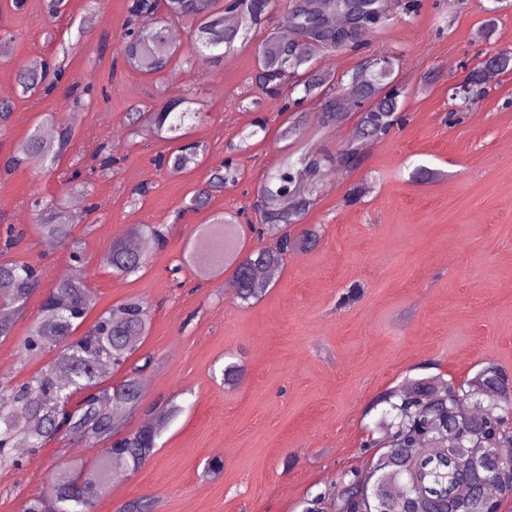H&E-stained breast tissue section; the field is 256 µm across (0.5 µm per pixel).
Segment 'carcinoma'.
I'll list each match as a JSON object with an SVG mask.
<instances>
[{
    "label": "carcinoma",
    "mask_w": 512,
    "mask_h": 512,
    "mask_svg": "<svg viewBox=\"0 0 512 512\" xmlns=\"http://www.w3.org/2000/svg\"><path fill=\"white\" fill-rule=\"evenodd\" d=\"M276 8L275 0H229L223 9L216 0H128L127 32L120 52L124 63L134 71L163 77L183 65L221 66L224 52L234 48L237 39L248 34ZM381 0H290L283 22L295 41L304 43L309 54L295 51L294 41H283L270 32L258 47V78L269 94L285 98L301 90L304 96H320L314 120L320 125L335 121L343 112L361 110L358 137L387 136L399 111L404 86L394 83L400 60L389 57L391 71L382 74L371 67L368 57L348 81L309 73L306 64L311 54L324 48L357 47L382 21ZM238 17V24H224V14ZM347 17L352 29L336 34V18ZM169 21L186 22L191 35L186 46L167 42ZM489 71L481 61L470 71L466 83L477 91L485 84ZM66 76L57 60H42L18 66L17 84L23 96L50 93ZM195 101L184 96L181 109L167 104L154 112L133 110L126 114L132 137L145 133L164 142L184 139L180 131L186 122L199 118ZM53 134H43L42 124L18 141L0 164L5 172L39 156L49 165L59 164L76 138L74 121L67 115H45ZM201 148L186 142L159 156L173 172L199 165ZM332 163L349 169L360 163L358 144L352 142L334 155L304 158L309 184H297L292 167L271 173L258 187L260 223L250 232L261 239L276 238L273 247L256 246L235 263L228 279L233 296L243 303L261 294L258 281L275 285L288 255L308 247L315 240L314 230L291 234L315 202L313 192L321 168ZM237 179V171L226 164L214 168L204 184L193 191L187 208L196 211L206 206L212 193ZM37 212L36 229L45 237L71 249L74 262L84 261L76 224L95 213L98 205L76 194L70 202L61 200L32 202ZM168 230L151 224H136L127 236L145 238L155 247L166 243ZM24 235L8 226L0 250V308L11 316L0 318V341L12 335L15 318L22 314L30 296L42 286L40 270L29 262L5 258V254ZM238 225L219 218L198 230L190 252V262L204 276L229 256L242 252ZM103 263L124 277L138 274L146 264L145 253L133 249L124 238L106 250ZM93 296L88 283L59 280L46 289L36 318L32 321L21 349L26 356L53 354L52 361L28 379L18 383L0 382V468L18 464L16 448L24 442L32 452L61 436L84 443L88 448L102 446L103 456L87 464L75 461L55 468L50 474L51 495L30 496L26 512H91L107 482L117 471H136L154 454L158 439L172 421L176 407L142 408L141 368L127 367L147 336L151 306L130 298L103 310L81 335L77 331L92 309ZM125 372L117 382L105 383L101 369ZM487 388L492 393H476L469 379L458 386L437 378L414 383L410 391H394L385 399L378 428L380 441L388 451L378 455L372 468L355 472L341 482L331 496L337 512H423L432 503L438 512H489L490 505L454 494L457 484L473 483L486 477L475 469L471 448H503L512 437L498 422L512 416V378L493 366L483 368ZM143 410L144 423L132 431L123 430V415ZM431 453H419L421 445Z\"/></svg>",
    "instance_id": "cac0c4a2"
}]
</instances>
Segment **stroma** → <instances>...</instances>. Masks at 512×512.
<instances>
[{
	"label": "stroma",
	"instance_id": "obj_1",
	"mask_svg": "<svg viewBox=\"0 0 512 512\" xmlns=\"http://www.w3.org/2000/svg\"><path fill=\"white\" fill-rule=\"evenodd\" d=\"M125 4L68 0L52 19L42 0L19 9L0 0V33L12 36L0 52V86L10 89L14 107L0 132V157L46 113L77 117L69 160L92 165L102 143H111L119 163L111 174L89 177V198L99 209L76 228L87 258L81 276L92 288L94 312L134 296L151 304L139 349L153 358L141 375L144 403L181 408L150 459L112 477L94 512H121L138 499L151 501L152 512H298L304 497L329 492L347 472L369 470L375 452L363 443L385 392L432 375L459 384L488 365L512 375V72L487 83L473 109L448 117L450 89L467 79L468 66L512 48V5L419 0L407 16L394 0L367 40L370 50L405 62V121L371 139L359 167L335 169V186L319 182L303 221L317 229L315 245L290 257L258 302L242 306L225 289L227 274L202 278L186 266L196 227L252 212L269 172L305 154L336 153L352 141L359 115L321 127L312 119L314 100L286 111L281 98L256 85L258 46L269 31H281L277 17L288 0H277L275 18L227 52L222 66L188 65L162 79L112 65ZM78 39L83 49L53 95H19V63L49 58ZM73 83L91 89L90 103L68 100ZM106 86L108 98L101 95ZM187 88L203 112L188 138L207 152L200 166L173 173L154 164L169 144L132 138L123 119L135 106L176 102ZM260 119L267 129L257 134ZM298 123L302 137H284ZM230 158L240 180L213 193L204 208L186 210L210 167ZM419 166L433 177L414 181ZM65 180L63 171L28 161L0 175V233L10 224L26 229L10 255L39 264L47 286L72 261L66 246L47 247L31 231V204L61 196ZM139 187L145 195H136ZM134 224L171 232L164 248L147 249L144 271L122 278L101 258ZM42 299L39 292L30 298L12 336L0 342V382L24 380L44 366L20 350ZM230 362L243 368L232 387L221 376ZM98 454L66 440L21 452V468L0 469V512H25L30 495L49 492L52 468ZM214 457L224 460L217 478L204 472Z\"/></svg>",
	"mask_w": 512,
	"mask_h": 512
}]
</instances>
